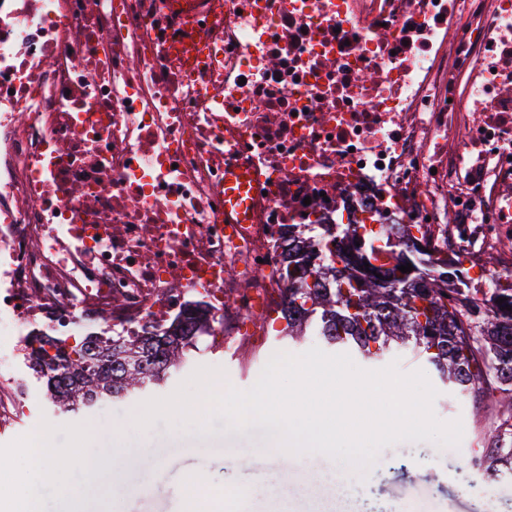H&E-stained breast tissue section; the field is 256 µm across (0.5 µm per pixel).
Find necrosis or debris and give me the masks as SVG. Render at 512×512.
<instances>
[{"mask_svg": "<svg viewBox=\"0 0 512 512\" xmlns=\"http://www.w3.org/2000/svg\"><path fill=\"white\" fill-rule=\"evenodd\" d=\"M355 218L512 236V0H0V337L248 329ZM246 191L245 184L241 176L236 174H229L224 180V202L226 198L231 201L235 210L241 214L247 206V202H243V197Z\"/></svg>", "mask_w": 512, "mask_h": 512, "instance_id": "4bbe7bcc", "label": "necrosis or debris"}]
</instances>
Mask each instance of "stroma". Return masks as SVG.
<instances>
[{"instance_id": "1", "label": "stroma", "mask_w": 512, "mask_h": 512, "mask_svg": "<svg viewBox=\"0 0 512 512\" xmlns=\"http://www.w3.org/2000/svg\"><path fill=\"white\" fill-rule=\"evenodd\" d=\"M284 320L267 321L265 335L243 350L226 349L221 338L204 337L200 356L192 358L160 391L171 395L198 367L222 369L225 384L246 390L257 381L277 352L300 354L317 345V337L282 339ZM14 378L27 398L9 424L0 423V459L7 481L0 486V512H9L15 488L26 483L34 456L42 448L82 444L94 453L110 443L125 451V463L114 474L123 490L116 497H86L92 472L78 468L64 488L31 489L34 512H192L183 494L185 483L200 478L228 490H243L238 512H512V480L474 472L470 460L494 435V417L485 404L459 395L429 374L439 392L433 408L444 421L461 420L458 448L430 442H401L384 448L366 479L346 477L341 464L320 454L288 459L290 478H283L268 455L276 435L268 427L239 432L224 419L211 433L169 431L156 419L138 433L132 417L141 398L106 400L86 416H57L44 399V382L19 361Z\"/></svg>"}]
</instances>
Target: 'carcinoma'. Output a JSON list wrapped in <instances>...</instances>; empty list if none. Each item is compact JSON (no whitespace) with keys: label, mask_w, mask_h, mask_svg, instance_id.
<instances>
[{"label":"carcinoma","mask_w":512,"mask_h":512,"mask_svg":"<svg viewBox=\"0 0 512 512\" xmlns=\"http://www.w3.org/2000/svg\"><path fill=\"white\" fill-rule=\"evenodd\" d=\"M288 295L281 308L286 336L307 331L328 347L372 361L415 349L449 386L477 402L500 405L497 435L472 457L496 476L512 474V280L502 284L488 262L468 254L441 255L425 234L402 231L397 248L385 231L348 221L316 232L310 224L288 231ZM333 260L309 277L317 251ZM409 263L412 271L398 267ZM369 265L364 269L363 265ZM490 276L494 288L475 284ZM504 299V304L496 303ZM204 309L177 316L163 335H91L73 345L33 334L29 362L45 379L50 405L78 413L105 399L152 391L199 349Z\"/></svg>","instance_id":"carcinoma-1"}]
</instances>
